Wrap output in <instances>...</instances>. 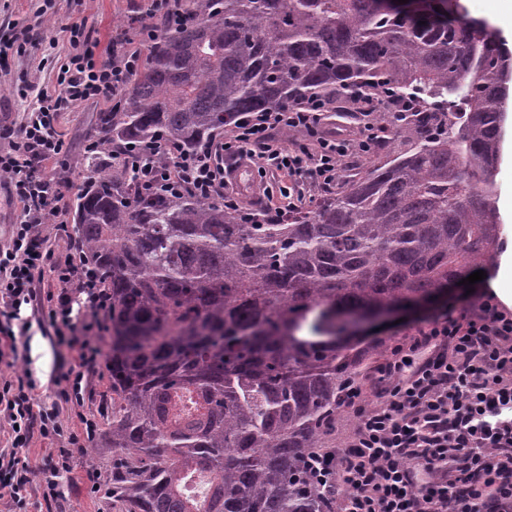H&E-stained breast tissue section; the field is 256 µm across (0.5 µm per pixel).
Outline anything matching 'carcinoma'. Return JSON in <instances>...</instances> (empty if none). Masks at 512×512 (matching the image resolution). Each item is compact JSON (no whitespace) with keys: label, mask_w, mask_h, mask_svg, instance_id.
<instances>
[{"label":"carcinoma","mask_w":512,"mask_h":512,"mask_svg":"<svg viewBox=\"0 0 512 512\" xmlns=\"http://www.w3.org/2000/svg\"><path fill=\"white\" fill-rule=\"evenodd\" d=\"M78 195L79 251L112 296L108 426L115 512H329L307 461L379 342L367 313L429 302L489 268L512 49L459 0H188ZM390 86L423 115L336 195L248 224L187 190H143L124 159L158 140L193 156L257 112L333 107ZM195 396V413L177 398ZM195 473L202 496L185 492Z\"/></svg>","instance_id":"1"}]
</instances>
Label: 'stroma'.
<instances>
[{"mask_svg":"<svg viewBox=\"0 0 512 512\" xmlns=\"http://www.w3.org/2000/svg\"><path fill=\"white\" fill-rule=\"evenodd\" d=\"M151 0H0V25L16 23L29 29L32 43L22 55L14 53L0 58V150L10 147L5 129H16L24 121L28 110L36 101L39 89L57 90V71L70 49V29L80 25L87 37L88 47L104 52L106 47L122 50L131 47L139 55H146L148 45L140 40L138 30L148 22ZM114 96L79 104L61 113L58 129L67 146L64 167H43L44 175L68 183V205H75L78 194L89 174L87 144L106 138L98 123L101 113L111 111L116 104ZM487 281L476 282L472 291L453 290L446 303H436L427 309L406 316L403 322L388 323L375 337L383 346L404 339L416 327L427 324L443 309L461 312L468 307L473 295L487 291ZM32 326L26 335L16 341L0 340V376L16 378L31 374L35 383V406L50 405L57 401L59 388L53 382L58 369L77 365L75 353L59 344L55 332L39 315H32ZM89 395L84 406L64 405L62 416L68 430L81 434V419L95 416L98 423L106 421V395L108 372L105 361L88 371ZM109 467L108 457L94 447L93 440H83L75 449L69 473L60 479L62 497L56 503L45 504L41 497L32 496L25 512H108L109 483L96 478V471Z\"/></svg>","mask_w":512,"mask_h":512,"instance_id":"35a3bbf8","label":"stroma"}]
</instances>
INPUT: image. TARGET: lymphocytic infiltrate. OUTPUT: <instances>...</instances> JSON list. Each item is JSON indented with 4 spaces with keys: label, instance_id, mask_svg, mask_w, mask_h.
<instances>
[{
    "label": "lymphocytic infiltrate",
    "instance_id": "f902f5d3",
    "mask_svg": "<svg viewBox=\"0 0 512 512\" xmlns=\"http://www.w3.org/2000/svg\"><path fill=\"white\" fill-rule=\"evenodd\" d=\"M71 51L59 67L57 91H39L9 151L0 152V174L9 178L20 206L9 244L0 249V334L14 339L27 327L24 312L46 286V319L60 343L75 351L80 365L61 373L65 402L80 404L85 370L102 356L111 296L73 250L52 249L41 226L53 223L57 237L68 234L54 181L40 165L61 162L65 144L58 113L117 92L135 72L139 56L86 48L80 27H72ZM377 101L360 97L350 105L358 136H323L324 114L313 107L295 112H262L224 141L212 142L195 160L180 158L169 143L157 144L169 163H139L140 183L149 190L163 183L218 198L225 208H241L225 178V158H244L260 174L283 173L297 199L310 189L340 187L344 162L376 151L387 128L375 120ZM294 139L282 141L283 130ZM369 405L361 387H350L345 405L355 417L345 447L327 452L322 469L337 489L335 512H512V313L484 295L458 316L445 315L416 328L390 347L376 367ZM31 380L0 381V416L10 446L0 452V498L11 507L27 504L32 489L44 500L60 495L59 478L70 469L79 442L67 446L39 470L21 460L33 436H64L58 405L35 407Z\"/></svg>",
    "mask_w": 512,
    "mask_h": 512
}]
</instances>
